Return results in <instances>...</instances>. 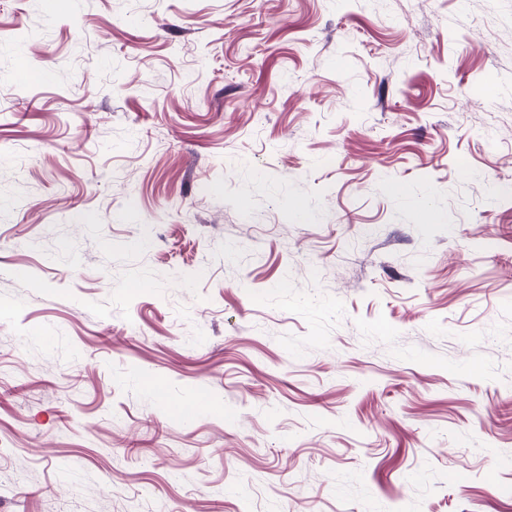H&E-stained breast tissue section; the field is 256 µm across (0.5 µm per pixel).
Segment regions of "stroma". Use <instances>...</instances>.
Listing matches in <instances>:
<instances>
[{"mask_svg":"<svg viewBox=\"0 0 512 512\" xmlns=\"http://www.w3.org/2000/svg\"><path fill=\"white\" fill-rule=\"evenodd\" d=\"M0 512H512V0H0Z\"/></svg>","mask_w":512,"mask_h":512,"instance_id":"1","label":"stroma"}]
</instances>
